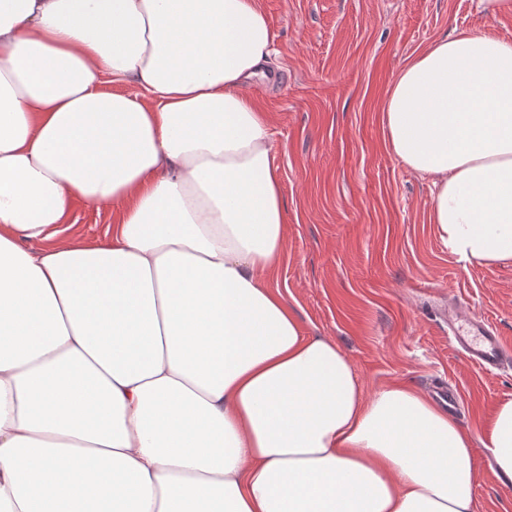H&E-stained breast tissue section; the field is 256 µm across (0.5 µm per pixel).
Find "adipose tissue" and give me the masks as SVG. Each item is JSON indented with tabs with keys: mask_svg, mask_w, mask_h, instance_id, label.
I'll use <instances>...</instances> for the list:
<instances>
[{
	"mask_svg": "<svg viewBox=\"0 0 512 512\" xmlns=\"http://www.w3.org/2000/svg\"><path fill=\"white\" fill-rule=\"evenodd\" d=\"M273 40L258 0H0V512H473L472 432L365 398L268 278ZM381 112L450 251L512 263V42H433ZM77 196L104 242L56 244ZM488 434L512 480V399Z\"/></svg>",
	"mask_w": 512,
	"mask_h": 512,
	"instance_id": "adipose-tissue-1",
	"label": "adipose tissue"
}]
</instances>
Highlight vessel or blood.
<instances>
[{
	"label": "vessel or blood",
	"instance_id": "vessel-or-blood-1",
	"mask_svg": "<svg viewBox=\"0 0 512 512\" xmlns=\"http://www.w3.org/2000/svg\"><path fill=\"white\" fill-rule=\"evenodd\" d=\"M450 341L480 368L491 372L512 362L507 347L496 330L481 318L457 311L448 314Z\"/></svg>",
	"mask_w": 512,
	"mask_h": 512
}]
</instances>
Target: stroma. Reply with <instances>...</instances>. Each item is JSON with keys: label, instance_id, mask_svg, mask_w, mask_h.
I'll use <instances>...</instances> for the list:
<instances>
[{"label": "stroma", "instance_id": "stroma-1", "mask_svg": "<svg viewBox=\"0 0 512 512\" xmlns=\"http://www.w3.org/2000/svg\"><path fill=\"white\" fill-rule=\"evenodd\" d=\"M274 34L265 112L287 205L286 259L272 281L311 334L336 341L365 397L401 384L457 390L474 434L473 512H512L486 427L512 398V365L490 373L448 340L449 308L486 319L512 347V264H465L430 224L434 187L388 150L381 102L397 72L454 31L512 40V13L479 0H259ZM117 215L75 199L59 243L103 242Z\"/></svg>", "mask_w": 512, "mask_h": 512}]
</instances>
